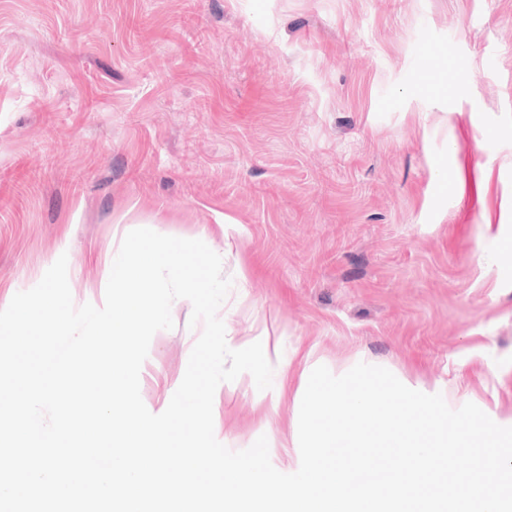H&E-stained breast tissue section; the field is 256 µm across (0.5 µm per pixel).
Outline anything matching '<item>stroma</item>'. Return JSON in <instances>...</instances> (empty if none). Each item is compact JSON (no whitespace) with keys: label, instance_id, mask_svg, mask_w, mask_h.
Returning a JSON list of instances; mask_svg holds the SVG:
<instances>
[{"label":"stroma","instance_id":"1","mask_svg":"<svg viewBox=\"0 0 512 512\" xmlns=\"http://www.w3.org/2000/svg\"><path fill=\"white\" fill-rule=\"evenodd\" d=\"M204 241L230 348L214 433L300 465L312 370L365 362L512 426V0H0V309L68 257L103 306L135 228ZM140 370L162 413L202 332Z\"/></svg>","mask_w":512,"mask_h":512}]
</instances>
